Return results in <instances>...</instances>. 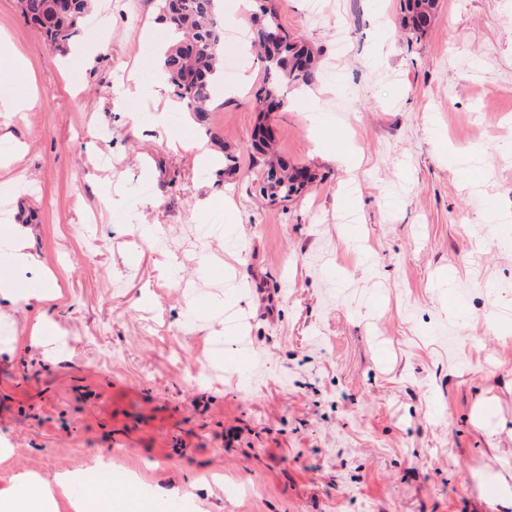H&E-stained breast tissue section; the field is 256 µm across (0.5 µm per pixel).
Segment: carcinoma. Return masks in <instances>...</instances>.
I'll use <instances>...</instances> for the list:
<instances>
[{"label": "carcinoma", "instance_id": "obj_1", "mask_svg": "<svg viewBox=\"0 0 512 512\" xmlns=\"http://www.w3.org/2000/svg\"><path fill=\"white\" fill-rule=\"evenodd\" d=\"M23 17L38 26L45 41L65 50L81 33V21L92 0H19ZM221 0H157L160 19L172 40L162 54V70L174 98L201 123L214 111L212 91L223 78L224 43ZM437 0H404L403 29L420 40L434 17ZM256 23L254 40L265 48L263 77L255 91L256 104L269 111L288 104L286 89L312 85L319 74L313 49L299 38L283 35L264 41V35L283 31L273 0H252ZM253 164L261 175L260 193L266 199L291 201L315 179L306 167L298 168L270 151V133L258 126L254 133Z\"/></svg>", "mask_w": 512, "mask_h": 512}]
</instances>
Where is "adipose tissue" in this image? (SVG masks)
Segmentation results:
<instances>
[{
    "label": "adipose tissue",
    "instance_id": "1",
    "mask_svg": "<svg viewBox=\"0 0 512 512\" xmlns=\"http://www.w3.org/2000/svg\"><path fill=\"white\" fill-rule=\"evenodd\" d=\"M28 239V228L19 224L0 234V242L7 247L10 256L6 273L0 274V300L13 305L30 301L47 304L57 299V292L39 289L22 294L17 290L19 283L36 270ZM120 484L111 466L99 459L83 468L59 474L52 485L25 473L18 476L13 495L0 502V512H50L58 491L73 495L74 512H111L112 491Z\"/></svg>",
    "mask_w": 512,
    "mask_h": 512
}]
</instances>
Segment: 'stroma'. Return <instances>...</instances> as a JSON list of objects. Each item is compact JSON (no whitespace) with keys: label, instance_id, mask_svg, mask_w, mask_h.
I'll use <instances>...</instances> for the list:
<instances>
[{"label":"stroma","instance_id":"35a3bbf8","mask_svg":"<svg viewBox=\"0 0 512 512\" xmlns=\"http://www.w3.org/2000/svg\"><path fill=\"white\" fill-rule=\"evenodd\" d=\"M277 5L322 58L315 83L260 116L263 63L224 0L229 64L203 126L170 88L124 94L158 75L156 0H93L81 62L0 0V42L27 65L0 69V94L39 96L0 125L18 145L0 233L27 226L62 293L0 304L1 498L98 455L127 499L188 512H499L512 496V0H439L417 42L399 0ZM261 122L317 175L284 206L259 192Z\"/></svg>","mask_w":512,"mask_h":512}]
</instances>
